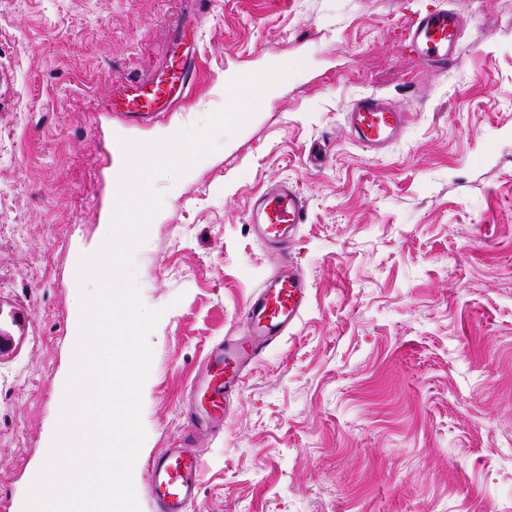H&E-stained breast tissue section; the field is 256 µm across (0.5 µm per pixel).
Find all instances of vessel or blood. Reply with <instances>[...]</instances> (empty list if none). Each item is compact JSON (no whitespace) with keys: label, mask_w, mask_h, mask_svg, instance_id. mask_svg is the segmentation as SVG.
Segmentation results:
<instances>
[{"label":"vessel or blood","mask_w":512,"mask_h":512,"mask_svg":"<svg viewBox=\"0 0 512 512\" xmlns=\"http://www.w3.org/2000/svg\"><path fill=\"white\" fill-rule=\"evenodd\" d=\"M193 3L187 14L167 21L168 44L162 73L154 79H140L132 92L113 99L114 111L135 122L150 120L177 110L191 92L197 74L199 30L211 0ZM462 28L459 15L442 8L417 14L406 39L427 69L445 71L457 62ZM345 121L363 148L379 152L404 130L410 115L381 96L365 94L352 103ZM307 210V199L285 181L255 197L250 222L264 244L279 252L281 268L277 276L259 286L245 308L244 335L224 337L210 347L204 371L191 390L192 407L176 447L149 459L152 512H189L199 496V437L223 434L230 402L244 384L247 367L262 361L268 349L301 320L310 283L294 262L291 249Z\"/></svg>","instance_id":"obj_1"}]
</instances>
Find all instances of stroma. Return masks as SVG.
Listing matches in <instances>:
<instances>
[{
	"label": "stroma",
	"mask_w": 512,
	"mask_h": 512,
	"mask_svg": "<svg viewBox=\"0 0 512 512\" xmlns=\"http://www.w3.org/2000/svg\"><path fill=\"white\" fill-rule=\"evenodd\" d=\"M448 7L459 63L425 68L405 32ZM190 0H0V512H23L51 446L80 316L68 285L113 211L119 138L184 129L239 75L294 72L179 180L132 256L161 310L133 470L171 447L209 346L240 332L277 255L248 222L286 180L309 201L292 256L306 312L202 439L191 512H512V0H214L200 78L145 125L112 109L165 55ZM364 81H355V74ZM376 93L410 112L383 153L344 115Z\"/></svg>",
	"instance_id": "stroma-1"
}]
</instances>
